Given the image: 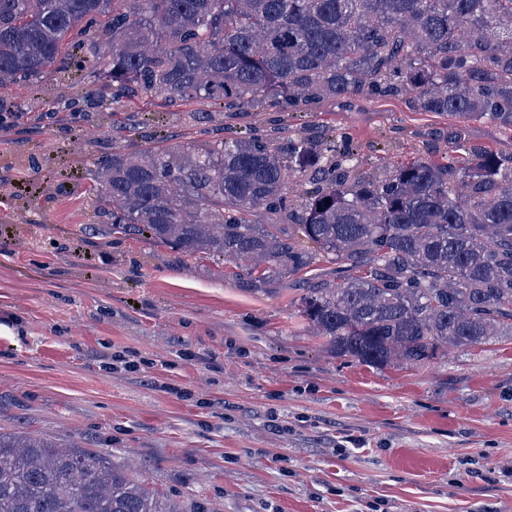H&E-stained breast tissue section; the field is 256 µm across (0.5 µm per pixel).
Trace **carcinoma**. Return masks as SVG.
<instances>
[{
  "mask_svg": "<svg viewBox=\"0 0 512 512\" xmlns=\"http://www.w3.org/2000/svg\"><path fill=\"white\" fill-rule=\"evenodd\" d=\"M54 69L105 101L199 103L227 121L331 99L398 98L452 116L454 160L358 171L350 136L271 129L114 151L88 193L112 229L224 257L262 291L336 267L300 297L311 332L372 366L512 336V0H0V86ZM330 202H325V199ZM0 512H182L100 452L0 431ZM469 126L473 144L492 152H512V131L504 130L485 118L472 120Z\"/></svg>",
  "mask_w": 512,
  "mask_h": 512,
  "instance_id": "carcinoma-1",
  "label": "carcinoma"
}]
</instances>
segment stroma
<instances>
[{
    "mask_svg": "<svg viewBox=\"0 0 512 512\" xmlns=\"http://www.w3.org/2000/svg\"><path fill=\"white\" fill-rule=\"evenodd\" d=\"M0 430L98 450L184 512H512V336L418 363L367 366L310 335L294 279L266 292L232 264L113 231L87 194L93 161L145 141L200 143L145 98L129 129L83 130L87 85L0 89ZM348 132L363 167L447 152L450 117L395 98L249 112ZM133 352L139 373L104 371Z\"/></svg>",
    "mask_w": 512,
    "mask_h": 512,
    "instance_id": "obj_1",
    "label": "stroma"
}]
</instances>
